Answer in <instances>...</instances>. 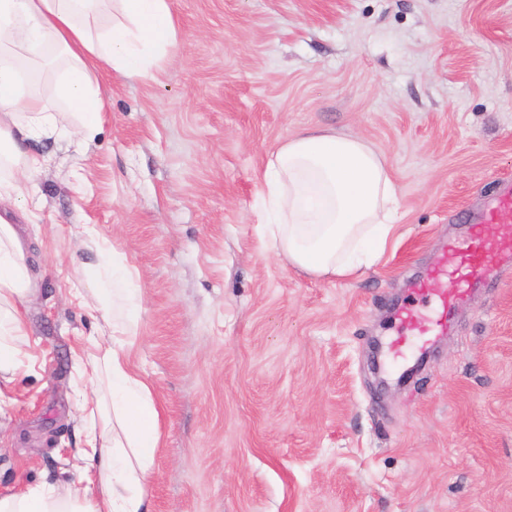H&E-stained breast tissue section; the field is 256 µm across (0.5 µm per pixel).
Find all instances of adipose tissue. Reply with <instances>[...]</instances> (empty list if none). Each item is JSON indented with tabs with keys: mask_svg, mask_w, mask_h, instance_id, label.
I'll return each instance as SVG.
<instances>
[{
	"mask_svg": "<svg viewBox=\"0 0 512 512\" xmlns=\"http://www.w3.org/2000/svg\"><path fill=\"white\" fill-rule=\"evenodd\" d=\"M120 21L104 25L108 8ZM177 44L169 0H0V162L11 170L0 193L17 194L42 161L29 149L44 136L94 137L103 99L91 70L105 66L130 79L153 77ZM52 100L41 93L42 64L59 58ZM75 109L78 124H58L49 103ZM270 244L289 263L319 278L349 279L384 252L398 208L396 184L381 152L355 136L314 130L289 138L262 173ZM98 262L88 292L98 302V336L75 360L83 390L85 446L78 457L96 473L95 488L76 479L0 495V512H150L148 486L158 446V412L148 381L132 368L131 319L113 311L130 276L106 240L90 236ZM36 289L28 246L0 216V379L23 364L24 304Z\"/></svg>",
	"mask_w": 512,
	"mask_h": 512,
	"instance_id": "1",
	"label": "adipose tissue"
}]
</instances>
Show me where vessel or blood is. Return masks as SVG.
<instances>
[{"label": "vessel or blood", "mask_w": 512, "mask_h": 512, "mask_svg": "<svg viewBox=\"0 0 512 512\" xmlns=\"http://www.w3.org/2000/svg\"><path fill=\"white\" fill-rule=\"evenodd\" d=\"M480 222L475 238L448 245L429 279L416 284L414 296L432 297L435 308L430 312L411 305L402 309L400 331L391 343L392 359H405L414 346L446 332L451 313L462 304L474 280L492 279L502 268L512 266V185L494 198Z\"/></svg>", "instance_id": "obj_1"}]
</instances>
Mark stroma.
<instances>
[{"instance_id":"stroma-1","label":"stroma","mask_w":512,"mask_h":512,"mask_svg":"<svg viewBox=\"0 0 512 512\" xmlns=\"http://www.w3.org/2000/svg\"><path fill=\"white\" fill-rule=\"evenodd\" d=\"M155 79L94 76L92 140L7 204L31 242L30 368L0 382V494L76 476L77 297L95 254L132 273L131 362L160 444L151 512H512V269L472 289L421 370L370 365L416 278L512 183V0H169ZM381 151L399 198L380 260L316 279L261 235L262 172L311 130Z\"/></svg>"}]
</instances>
